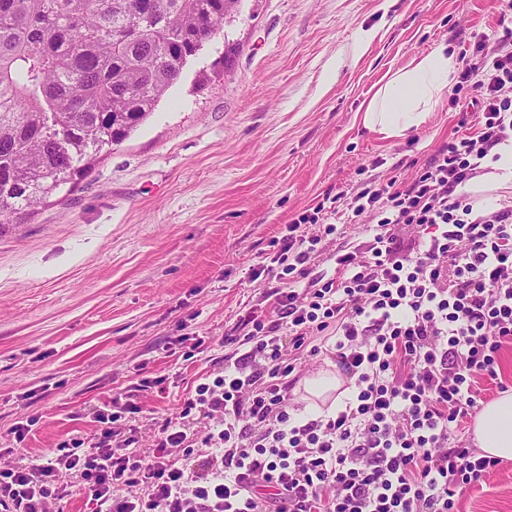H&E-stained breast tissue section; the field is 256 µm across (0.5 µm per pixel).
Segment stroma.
Listing matches in <instances>:
<instances>
[{
	"mask_svg": "<svg viewBox=\"0 0 512 512\" xmlns=\"http://www.w3.org/2000/svg\"><path fill=\"white\" fill-rule=\"evenodd\" d=\"M501 0H241L155 112L28 223L0 233V448L35 416L23 463L93 434L94 413L144 377L143 438L197 377L223 364L224 326L254 289L273 240L326 194L406 180L464 134L444 103L400 139L365 129L360 107L390 72L471 32L493 34ZM209 348L187 361L169 340ZM461 512H512V460Z\"/></svg>",
	"mask_w": 512,
	"mask_h": 512,
	"instance_id": "stroma-1",
	"label": "stroma"
}]
</instances>
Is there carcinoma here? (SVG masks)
I'll use <instances>...</instances> for the list:
<instances>
[{
    "label": "carcinoma",
    "mask_w": 512,
    "mask_h": 512,
    "mask_svg": "<svg viewBox=\"0 0 512 512\" xmlns=\"http://www.w3.org/2000/svg\"><path fill=\"white\" fill-rule=\"evenodd\" d=\"M239 0H0V230L155 111Z\"/></svg>",
    "instance_id": "1"
}]
</instances>
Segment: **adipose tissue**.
Listing matches in <instances>:
<instances>
[{"mask_svg": "<svg viewBox=\"0 0 512 512\" xmlns=\"http://www.w3.org/2000/svg\"><path fill=\"white\" fill-rule=\"evenodd\" d=\"M459 69L456 54L439 45L388 76L364 108L362 122L370 131L399 138L420 127L443 103ZM477 445L490 456L512 459V392L487 403L476 418Z\"/></svg>", "mask_w": 512, "mask_h": 512, "instance_id": "ef3b65f1", "label": "adipose tissue"}]
</instances>
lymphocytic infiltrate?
I'll return each mask as SVG.
<instances>
[{"label": "lymphocytic infiltrate", "mask_w": 512, "mask_h": 512, "mask_svg": "<svg viewBox=\"0 0 512 512\" xmlns=\"http://www.w3.org/2000/svg\"><path fill=\"white\" fill-rule=\"evenodd\" d=\"M499 25L497 56L476 33L461 57L474 132L439 144L412 180L374 178L292 220L248 272L261 289L224 331L223 368L198 376L150 449L129 391L42 463H14L37 422L19 417L0 448V512H55L67 472L97 512H460L463 492L502 466L465 434L488 385L504 388L512 345V204L461 191L512 140V0ZM342 205L368 215L370 239L328 255ZM321 337L352 394L335 415L300 419L290 392Z\"/></svg>", "instance_id": "1"}]
</instances>
